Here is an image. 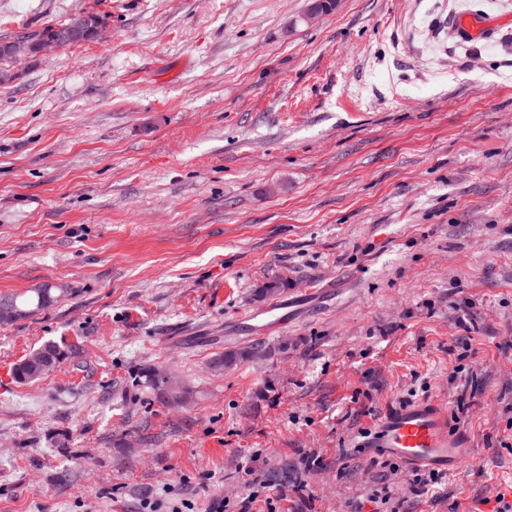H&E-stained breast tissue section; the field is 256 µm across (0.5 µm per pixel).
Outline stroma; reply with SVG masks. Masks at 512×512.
Masks as SVG:
<instances>
[{
    "label": "stroma",
    "mask_w": 512,
    "mask_h": 512,
    "mask_svg": "<svg viewBox=\"0 0 512 512\" xmlns=\"http://www.w3.org/2000/svg\"><path fill=\"white\" fill-rule=\"evenodd\" d=\"M308 4L0 0V39L102 19L0 83V296H58L0 325V512H237L246 465L257 512L512 492V0ZM47 342L68 357L18 382ZM408 402L469 455L425 493L361 446Z\"/></svg>",
    "instance_id": "35a3bbf8"
}]
</instances>
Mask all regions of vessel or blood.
I'll return each instance as SVG.
<instances>
[{
  "label": "vessel or blood",
  "mask_w": 512,
  "mask_h": 512,
  "mask_svg": "<svg viewBox=\"0 0 512 512\" xmlns=\"http://www.w3.org/2000/svg\"><path fill=\"white\" fill-rule=\"evenodd\" d=\"M366 446L415 467L444 471L451 466L461 467L465 462L450 445L445 410L432 404L394 409L380 421Z\"/></svg>",
  "instance_id": "1"
}]
</instances>
